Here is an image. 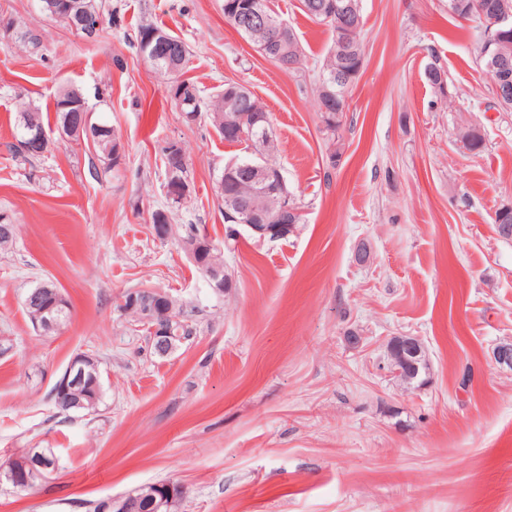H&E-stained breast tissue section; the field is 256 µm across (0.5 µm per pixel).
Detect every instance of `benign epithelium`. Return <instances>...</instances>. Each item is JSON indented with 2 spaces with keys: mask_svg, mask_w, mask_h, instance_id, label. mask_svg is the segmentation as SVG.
I'll use <instances>...</instances> for the list:
<instances>
[{
  "mask_svg": "<svg viewBox=\"0 0 512 512\" xmlns=\"http://www.w3.org/2000/svg\"><path fill=\"white\" fill-rule=\"evenodd\" d=\"M65 11L62 12L70 27L78 33L92 36L100 27V12L94 8L91 0H64ZM267 0H249L245 8L234 16L233 28L240 34L251 37L258 30L267 31V37L257 47L264 54H273L281 57L283 43L279 42L275 25L268 14ZM512 26V7L503 4L498 12L497 19L490 25L487 33L496 36L502 34ZM143 56L152 62L161 60L167 63L186 60V54L181 45L164 33L154 32L145 37L143 42ZM247 96V92H240L227 101L224 123L228 125H242L246 121V114L239 111V97ZM250 175L247 182L250 184V194L246 197L237 193H228L224 196V216L226 220L244 226L251 235L263 241L275 240L293 231L294 225L281 220L277 224L266 223L267 214L261 201L277 194L271 185L264 181L266 174L260 168L249 166ZM167 194L169 199L176 203L184 202L189 196V185L175 170L168 173ZM202 273L211 288L221 293L224 289L223 270L204 264ZM61 304V299L45 305L41 314L43 318L36 323V327L45 331L57 328L54 320V308ZM128 310H135L145 321L155 319L165 322L170 319L173 310L170 295L158 289H142L139 293L127 299ZM387 357L397 379L409 386L418 382L420 368L429 365L427 349L417 336H394L388 343ZM96 364V359L88 354H78L65 368L53 385L54 393L65 396L74 385L89 375V367ZM53 465L45 458V453L33 451L27 458L17 461L12 479L15 484L35 485L45 481L53 474ZM137 500L129 494L111 497L103 501V512H135Z\"/></svg>",
  "mask_w": 512,
  "mask_h": 512,
  "instance_id": "obj_1",
  "label": "benign epithelium"
}]
</instances>
